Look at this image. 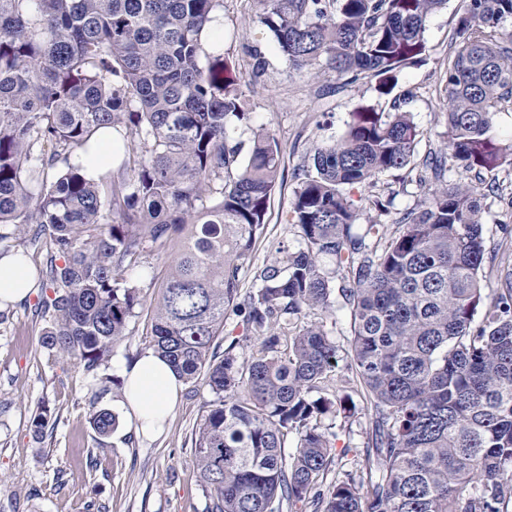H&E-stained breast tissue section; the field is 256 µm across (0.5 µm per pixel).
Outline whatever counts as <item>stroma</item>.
I'll return each mask as SVG.
<instances>
[{"label": "stroma", "instance_id": "1", "mask_svg": "<svg viewBox=\"0 0 512 512\" xmlns=\"http://www.w3.org/2000/svg\"><path fill=\"white\" fill-rule=\"evenodd\" d=\"M460 0L429 16L425 53L419 65L399 76L392 94H380L377 80L347 82L330 71L296 70L259 23L252 0H223L227 76L245 95V119L232 123L239 163H247L254 136L269 132L283 156L282 175L265 215L251 261L240 272V291H255L261 271L278 258L279 246L297 247L299 238L286 216L295 173L325 141L341 136L354 112L371 106L389 112L396 95L413 91L405 109L424 137L419 155L444 147L446 104L442 87L450 39ZM170 248H150L128 277L139 288L142 306L106 366L86 372L78 361L63 360L41 345L44 321L37 316L40 291L0 308V512H203L205 492L194 466V433L212 395L204 381L184 384L164 432L141 436L122 405L123 369L151 347L152 309ZM109 409L118 429L102 438L88 420L90 406ZM47 413L43 436L33 420ZM370 422L364 413L336 420L332 454L350 467L363 447Z\"/></svg>", "mask_w": 512, "mask_h": 512}]
</instances>
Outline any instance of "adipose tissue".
Returning <instances> with one entry per match:
<instances>
[{
	"label": "adipose tissue",
	"mask_w": 512,
	"mask_h": 512,
	"mask_svg": "<svg viewBox=\"0 0 512 512\" xmlns=\"http://www.w3.org/2000/svg\"><path fill=\"white\" fill-rule=\"evenodd\" d=\"M117 138L111 130H99L89 150L74 157L90 178L110 170ZM33 272L21 254L0 256V305L25 300L32 291ZM124 404L135 429L145 435L160 433L174 410L182 381L155 351L142 354L125 372Z\"/></svg>",
	"instance_id": "obj_1"
}]
</instances>
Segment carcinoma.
I'll return each mask as SVG.
<instances>
[{
	"label": "carcinoma",
	"mask_w": 512,
	"mask_h": 512,
	"mask_svg": "<svg viewBox=\"0 0 512 512\" xmlns=\"http://www.w3.org/2000/svg\"><path fill=\"white\" fill-rule=\"evenodd\" d=\"M222 0H0V224L44 238L42 345L88 372L108 362L142 305L126 277L144 250L187 226L154 307L152 346L213 400L195 431L206 512H512V247L488 254L485 209L502 200L512 142L493 141L512 104V0H462L448 59L447 145L430 153L416 204L358 223L363 194L415 169L411 113L363 108L296 174L290 221L301 245L239 294L282 154L255 136L247 164L229 145L243 93L222 46L202 33ZM296 69L368 75L389 94L425 51L447 0H254ZM136 117L118 172L71 162L101 128ZM55 171L49 175V171ZM474 173L466 180L464 173ZM330 258L341 284L322 268ZM349 313L341 353L306 311ZM255 353L219 351L227 311ZM363 389L371 445L326 481L329 393ZM101 437L119 421L91 406ZM297 451L284 453L289 436Z\"/></svg>",
	"instance_id": "obj_1"
}]
</instances>
